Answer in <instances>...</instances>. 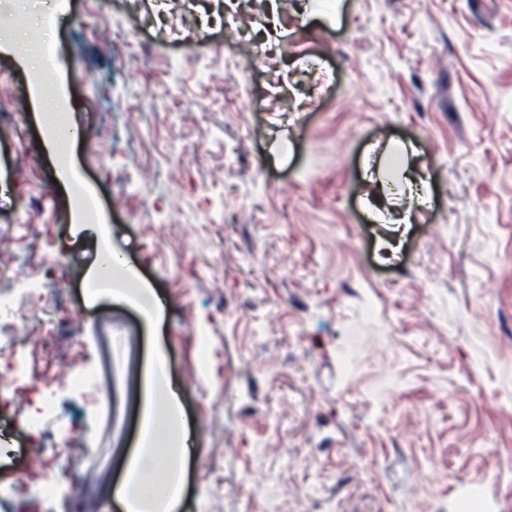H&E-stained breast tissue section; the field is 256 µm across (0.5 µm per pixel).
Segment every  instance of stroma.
<instances>
[{
  "mask_svg": "<svg viewBox=\"0 0 512 512\" xmlns=\"http://www.w3.org/2000/svg\"><path fill=\"white\" fill-rule=\"evenodd\" d=\"M278 5L0 9V263L17 271L0 296L33 292L42 263L59 274L25 345L0 320L28 383L0 401V512H121L157 350L195 427L177 512H467L476 492L512 512V0ZM42 39L40 76L20 47ZM42 84L81 130L65 169ZM70 174L164 301L158 330L126 299L86 301L98 240ZM63 362L83 391L59 385ZM44 396L60 417L30 430Z\"/></svg>",
  "mask_w": 512,
  "mask_h": 512,
  "instance_id": "1",
  "label": "stroma"
}]
</instances>
